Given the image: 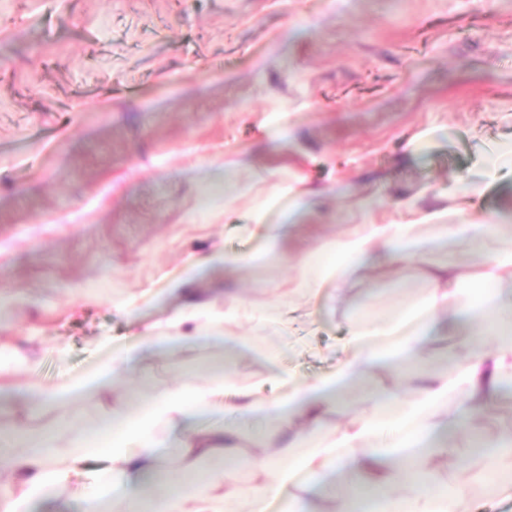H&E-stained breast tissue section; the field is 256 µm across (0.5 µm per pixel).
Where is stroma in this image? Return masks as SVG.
Here are the masks:
<instances>
[{"instance_id": "1", "label": "stroma", "mask_w": 512, "mask_h": 512, "mask_svg": "<svg viewBox=\"0 0 512 512\" xmlns=\"http://www.w3.org/2000/svg\"><path fill=\"white\" fill-rule=\"evenodd\" d=\"M511 137L512 0H0V431L67 419L66 441L134 394L203 385L204 343L77 403L34 401L101 337L181 306L170 284L217 249L252 257L193 285L236 299L221 333L249 347L239 383L268 376L270 347L299 381L333 370L361 314L420 293L416 268L310 301L263 342L256 313L287 307L298 262L354 224L478 211L512 234V171L486 176ZM466 178L488 183L479 205L454 190ZM259 211L288 224L283 251L245 232ZM442 471L512 512L479 463Z\"/></svg>"}]
</instances>
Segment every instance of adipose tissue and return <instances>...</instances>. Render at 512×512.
I'll return each instance as SVG.
<instances>
[{
	"label": "adipose tissue",
	"mask_w": 512,
	"mask_h": 512,
	"mask_svg": "<svg viewBox=\"0 0 512 512\" xmlns=\"http://www.w3.org/2000/svg\"><path fill=\"white\" fill-rule=\"evenodd\" d=\"M498 227L495 220L476 228L439 225L438 238L462 242L471 256L479 257L474 272L457 262L431 264L425 238L413 224H358L324 241L318 250L329 254L330 262L305 256L291 297L324 294L336 300L349 280L393 274L410 262L425 267L423 296L356 322L334 371L308 383L274 372L283 392L273 398L266 395L264 382L240 385L228 357L206 387L142 395L70 439L67 447L58 446L54 432L23 429L25 450L7 464L22 478L24 490L18 496L1 492L0 512H29L33 499L64 484L99 488L87 512H237V492L225 486L224 467L239 463L244 454L238 430L196 426L198 417L227 415L260 424L253 439L263 451L265 478L254 488L248 512H271L273 504L287 497L293 500V512H315L309 500L292 495L291 489L301 479L313 481L330 471L347 485L337 496L336 512H473L463 489L447 493L428 467L433 460L455 457L453 440L488 419L512 382V343L498 339L501 329H512V236L497 237ZM460 317L472 324V331L446 345L443 370L428 371L424 353ZM184 320L178 310L166 315L160 327L133 333L90 373L50 390L48 399L106 390L151 350L194 348V337L177 332ZM373 371L415 378L413 400L389 392L375 399L371 413L330 421L335 392ZM452 396L462 405L453 416L448 413ZM274 421L287 425L288 436L271 444L265 427ZM312 437L322 438V445H309ZM173 438L187 456H216L219 465L203 473L184 468L176 480L149 491L137 487L135 476L157 469L160 449ZM97 456L103 457V466L84 469V462Z\"/></svg>",
	"instance_id": "ef3b65f1"
}]
</instances>
